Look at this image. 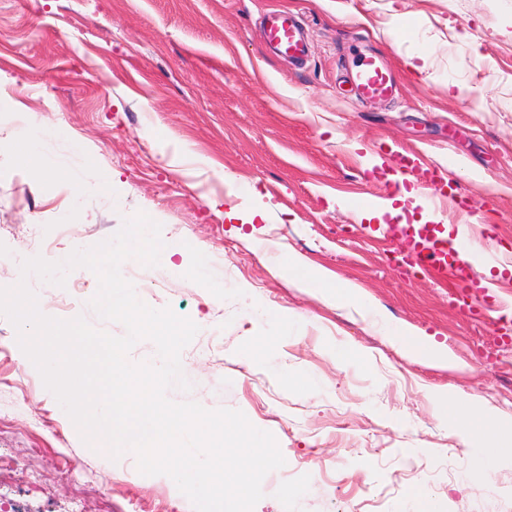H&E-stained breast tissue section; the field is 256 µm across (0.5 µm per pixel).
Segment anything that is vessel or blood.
Segmentation results:
<instances>
[{
  "instance_id": "b4317fda",
  "label": "vessel or blood",
  "mask_w": 512,
  "mask_h": 512,
  "mask_svg": "<svg viewBox=\"0 0 512 512\" xmlns=\"http://www.w3.org/2000/svg\"><path fill=\"white\" fill-rule=\"evenodd\" d=\"M260 30L263 41L275 53L296 60L305 58L307 47L293 15L268 13L261 21ZM351 80L358 94L365 98L387 97L396 88L391 69L379 56L361 59L351 72ZM389 230L407 240L409 258L415 266L450 275L455 287H475L472 268L461 260L459 247L447 237L439 235L436 226L426 224L412 232L406 225L393 224Z\"/></svg>"
}]
</instances>
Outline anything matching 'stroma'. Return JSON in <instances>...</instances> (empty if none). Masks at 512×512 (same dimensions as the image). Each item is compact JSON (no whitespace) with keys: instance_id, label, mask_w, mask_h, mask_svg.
I'll use <instances>...</instances> for the list:
<instances>
[{"instance_id":"35a3bbf8","label":"stroma","mask_w":512,"mask_h":512,"mask_svg":"<svg viewBox=\"0 0 512 512\" xmlns=\"http://www.w3.org/2000/svg\"><path fill=\"white\" fill-rule=\"evenodd\" d=\"M300 21L302 64L272 54L263 14ZM392 65L397 90L361 99L360 55ZM0 287L26 279L40 311L124 335L89 302L96 275L64 286L22 276L110 239L144 212L162 226L166 264L123 262L139 299L199 327L181 353L190 391L175 401L242 411L285 458L254 512H512V460L487 490L438 414L434 391L512 416V0H0ZM27 133L58 163L18 156ZM417 153V176L381 162ZM459 208L425 201L448 154ZM106 201H75L74 182ZM399 212L379 202L401 192ZM371 201L352 210L353 197ZM467 225L486 264L479 289L412 266L388 224ZM378 234H370V227ZM354 283L394 325L457 361L401 356L359 313L297 288L289 254ZM206 264L205 277L193 270ZM0 458L15 469L0 500L22 512H194L165 475L85 444L0 315Z\"/></svg>"}]
</instances>
